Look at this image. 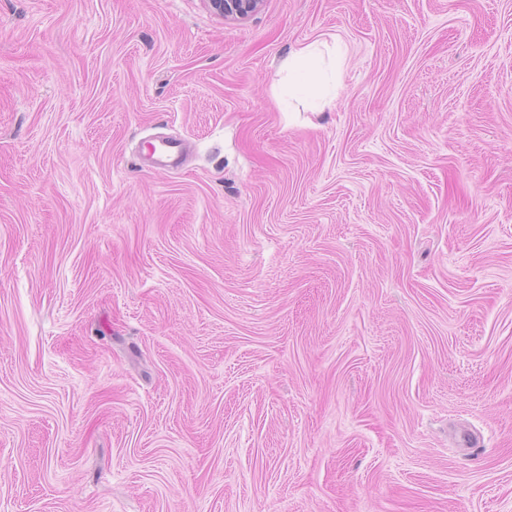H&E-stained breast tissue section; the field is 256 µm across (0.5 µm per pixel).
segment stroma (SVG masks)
<instances>
[{
	"instance_id": "1",
	"label": "stroma",
	"mask_w": 512,
	"mask_h": 512,
	"mask_svg": "<svg viewBox=\"0 0 512 512\" xmlns=\"http://www.w3.org/2000/svg\"><path fill=\"white\" fill-rule=\"evenodd\" d=\"M0 512H512V0H0ZM263 0H208L211 9L224 18L244 19L258 11ZM317 55V48L311 44L291 53L282 63V67L299 76L295 83L294 91L298 94L305 93L308 88L320 80V72L311 66V61Z\"/></svg>"
}]
</instances>
